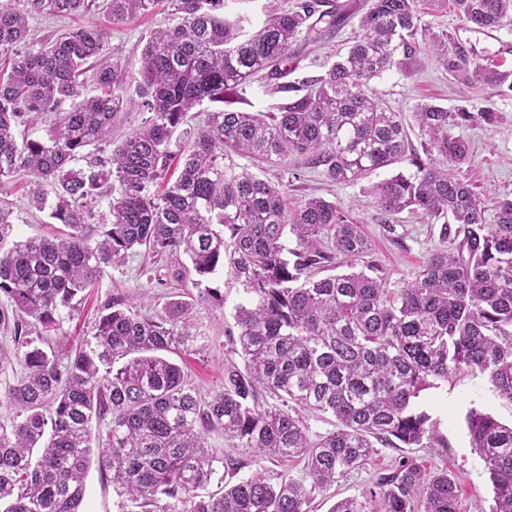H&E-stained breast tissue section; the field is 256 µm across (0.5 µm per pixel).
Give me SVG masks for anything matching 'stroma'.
<instances>
[{
    "instance_id": "1",
    "label": "stroma",
    "mask_w": 512,
    "mask_h": 512,
    "mask_svg": "<svg viewBox=\"0 0 512 512\" xmlns=\"http://www.w3.org/2000/svg\"><path fill=\"white\" fill-rule=\"evenodd\" d=\"M331 2L344 14V22L332 39L303 49L298 68L289 76L290 81L297 83L307 76L323 73L358 36L367 0ZM420 8L423 20L429 26L458 32L462 41L471 44L475 62L485 66L496 65L500 70L512 73V26L483 32L462 30L453 0H422ZM167 22L166 15L150 14L127 24L112 26L106 16L94 14L72 19L37 17L31 19L29 25L38 37L79 26H108V51L115 61L126 64L124 87L127 96L131 97L139 81L133 62L139 55L142 40L150 31ZM370 89L383 107L406 116L421 102H433L451 111L461 107L473 112L485 106L495 108L502 116L498 125L463 126L457 128L455 134L470 146L472 161L464 167L463 175L481 195L487 209H494L499 198L512 196V92L502 94L478 83H458L434 55L422 48L404 60L400 67L374 79ZM225 100L238 110L273 112L281 104L282 97L274 92L272 81L258 79L243 86L242 90L228 93ZM289 165L301 172L300 180L288 188L289 200L295 203L316 195L334 202L351 222L360 225L371 240L373 257L387 270L391 287H399L414 278L429 255L443 249L444 243L439 236L441 220L407 212L391 217L386 224L380 220L367 189L371 182L394 175L395 167L382 169L368 180L333 184L326 181L319 171L302 168L300 158H290ZM6 200L19 217L21 235L29 237L50 232L47 214L30 208L24 181L9 185ZM214 284L224 290L223 306L200 304L192 312L194 322L209 338V348L203 355H187L181 361L204 396L216 391L224 379V362L233 349L230 334L236 329L235 308L247 299L243 286L234 280L231 273H219ZM183 290V285L171 276L170 259L137 251L124 266L107 270L98 288L87 299L77 303L74 310L64 311L59 327L51 331L50 336L66 345H75L80 336L89 332L99 308L114 293L138 295L145 312L154 313L161 311L173 295ZM416 404L429 415L443 442L442 447H377L364 468L340 479L326 492L316 494L312 512H330L336 501L361 493L378 472L390 468L404 456L416 459L431 472L448 470L459 481L460 494L468 512H490L492 485L471 446L466 418L471 410L476 409L491 414L502 423H511L512 402L500 397L486 377L464 374L434 382L421 392Z\"/></svg>"
}]
</instances>
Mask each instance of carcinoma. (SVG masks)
<instances>
[{"instance_id": "obj_1", "label": "carcinoma", "mask_w": 512, "mask_h": 512, "mask_svg": "<svg viewBox=\"0 0 512 512\" xmlns=\"http://www.w3.org/2000/svg\"><path fill=\"white\" fill-rule=\"evenodd\" d=\"M226 3L0 0V58H8L0 73V189L24 175L30 205L56 224L49 236L25 238L13 208L0 203V295L9 302L0 304V326L13 327L15 344L0 353V370H22L0 395L9 415L0 422V512H82L94 448L112 474L117 512H311L314 495L362 468L374 442L440 446L415 404L431 381L478 372L512 402V197L498 201L487 222L483 200L460 177L469 146L453 134L501 116L492 107L452 112L418 103L419 152L402 114L367 90L421 43L466 84L512 92V74L473 62V48L458 37L423 29L419 0H372L346 53L299 86L286 81L296 46L334 33L340 16L303 0L248 31ZM454 4L473 31L512 23V0ZM101 9L114 24L166 11L178 19L142 46L136 100L124 96L126 68L111 60L105 29L37 40L27 22ZM270 76L286 97L277 111L208 112L169 176L171 136L197 107L223 104L226 92ZM133 106L150 116L115 145L112 132ZM50 114L57 121L48 140L18 134ZM293 154L336 184L407 163L409 171L369 187L374 204L385 217L451 215L454 225H442L441 236L454 247L389 287L370 240L335 203H292L288 184L264 181L232 159L278 167ZM108 194V215L95 226ZM141 246L185 256L190 267L174 276L190 280L200 302L224 304L213 276L226 266L249 294L235 312L233 346L243 364L224 363V384L209 399L170 357L207 349L188 300L151 315L114 294L65 357L37 332L59 326L63 309ZM344 266L349 272L334 273ZM326 415L333 429L312 430L309 417ZM467 428L493 485L491 512H512V425L474 410ZM212 435L251 463L299 458L303 474L274 476L259 466L233 483L219 478L211 492L220 467L235 474L246 465L217 456ZM330 512L466 510L455 475L407 459Z\"/></svg>"}]
</instances>
